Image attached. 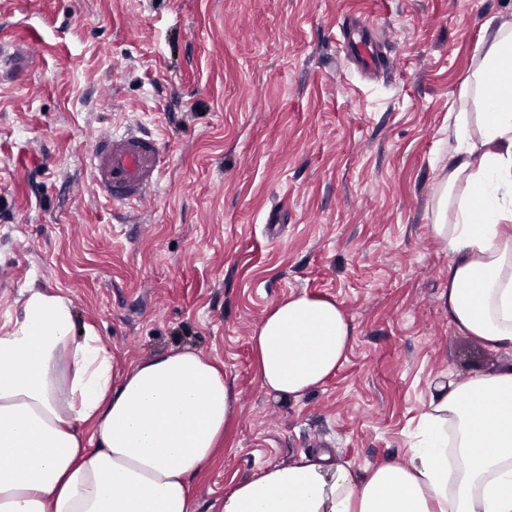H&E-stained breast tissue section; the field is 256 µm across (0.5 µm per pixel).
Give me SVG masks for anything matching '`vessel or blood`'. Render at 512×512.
<instances>
[{
    "instance_id": "1",
    "label": "vessel or blood",
    "mask_w": 512,
    "mask_h": 512,
    "mask_svg": "<svg viewBox=\"0 0 512 512\" xmlns=\"http://www.w3.org/2000/svg\"><path fill=\"white\" fill-rule=\"evenodd\" d=\"M339 46L363 74H377L388 65L372 30L358 24L342 29ZM167 161L157 139L133 130L98 134L84 157L96 195L121 202L140 201L156 193Z\"/></svg>"
}]
</instances>
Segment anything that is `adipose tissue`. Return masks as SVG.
Returning a JSON list of instances; mask_svg holds the SVG:
<instances>
[{
  "instance_id": "1",
  "label": "adipose tissue",
  "mask_w": 512,
  "mask_h": 512,
  "mask_svg": "<svg viewBox=\"0 0 512 512\" xmlns=\"http://www.w3.org/2000/svg\"><path fill=\"white\" fill-rule=\"evenodd\" d=\"M448 133L433 209L454 256L448 318L512 348L511 22L485 20ZM352 336L335 300L290 295L252 337L262 387L296 398L322 385ZM234 413L222 365L183 348L117 374L66 296L29 288L0 327V512H194L191 482ZM221 512H512V368L437 383L409 463L358 472L302 453L237 482Z\"/></svg>"
}]
</instances>
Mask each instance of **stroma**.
<instances>
[{"label": "stroma", "instance_id": "1", "mask_svg": "<svg viewBox=\"0 0 512 512\" xmlns=\"http://www.w3.org/2000/svg\"><path fill=\"white\" fill-rule=\"evenodd\" d=\"M512 0H0V326L26 288L62 292L117 373L191 348L221 362L237 413L194 479L195 512L299 453L354 468L410 458L437 382L512 365L448 319L434 234L448 106ZM377 27L389 65L339 51ZM137 126L168 152L156 197H95L83 155ZM336 300L347 359L299 398L267 392L251 338L290 294ZM342 52L363 74L376 75L388 66L379 42L372 30H365L359 24L351 23L341 29Z\"/></svg>", "mask_w": 512, "mask_h": 512}]
</instances>
